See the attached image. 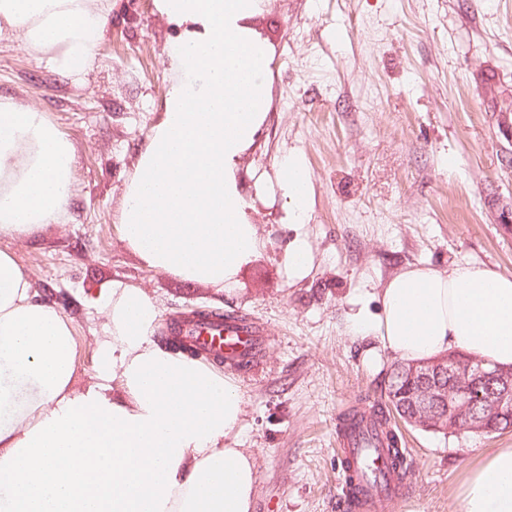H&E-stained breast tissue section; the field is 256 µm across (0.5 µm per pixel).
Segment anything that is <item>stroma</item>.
<instances>
[{
	"label": "stroma",
	"mask_w": 512,
	"mask_h": 512,
	"mask_svg": "<svg viewBox=\"0 0 512 512\" xmlns=\"http://www.w3.org/2000/svg\"><path fill=\"white\" fill-rule=\"evenodd\" d=\"M95 65L71 76L16 39L0 40V95L35 107L77 158L65 223L1 240L76 341L72 386L96 381L107 322L85 299L112 283L142 288L159 326L194 310L264 323L258 366L232 371L245 400L240 447L256 468L253 512H347L338 429L380 401L397 356L352 334L401 269L468 259L512 273V0H263L253 25L274 47L268 118L243 162L264 248L226 294L147 269L119 225L135 154L163 110L173 28L153 0H110ZM303 155L314 205L311 275L289 283L272 196L280 158ZM413 473L377 512H452L481 456L512 448V429L433 433L399 423Z\"/></svg>",
	"instance_id": "1"
}]
</instances>
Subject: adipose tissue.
Here are the masks:
<instances>
[{
  "label": "adipose tissue",
  "instance_id": "1",
  "mask_svg": "<svg viewBox=\"0 0 512 512\" xmlns=\"http://www.w3.org/2000/svg\"><path fill=\"white\" fill-rule=\"evenodd\" d=\"M176 36L163 111L146 136L119 211L121 236L151 270L233 293L263 242L238 178L270 104L273 48L252 26L260 0H154ZM107 0H0V37L21 39L67 74L87 72ZM76 159L44 115L0 98V240L64 221ZM286 275L309 277L312 175L300 154L276 174ZM377 316L355 319L405 360L451 350L512 366V274L459 260L410 266L382 288ZM107 323L97 381L72 387L71 327L0 250V512H252V453L240 448L244 398L214 367L154 339L159 310L113 283L86 301ZM455 512H512V448L481 457Z\"/></svg>",
  "mask_w": 512,
  "mask_h": 512
}]
</instances>
